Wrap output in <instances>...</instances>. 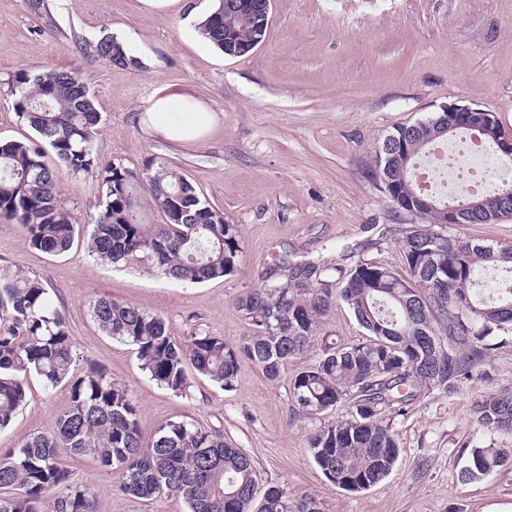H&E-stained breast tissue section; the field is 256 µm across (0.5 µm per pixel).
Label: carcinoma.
I'll list each match as a JSON object with an SVG mask.
<instances>
[{
    "label": "carcinoma",
    "mask_w": 512,
    "mask_h": 512,
    "mask_svg": "<svg viewBox=\"0 0 512 512\" xmlns=\"http://www.w3.org/2000/svg\"><path fill=\"white\" fill-rule=\"evenodd\" d=\"M256 24L243 19L224 39L221 0L199 26L209 42L228 55L234 47H257L265 39L267 0H250ZM99 61L139 65L116 38L92 46ZM7 95L34 136L0 142V220L21 225L32 246L63 254L73 245L76 224L63 205L62 172L47 164L52 151L65 172L91 176L102 199L88 250L112 265H139L147 273L184 284H200L234 271L238 229L201 198L176 170L150 162L136 172L100 164L94 151L101 115L87 85L74 73L21 68L9 76ZM426 121L399 126L379 147L375 173L382 174L393 204L411 212L422 195L416 187L420 154L441 140ZM478 134L491 145L504 138L496 115L482 119ZM148 205L163 220L143 224ZM446 204L415 212L424 224L401 242L408 277L360 261L345 269L322 263L294 268L283 284L258 288L239 300L251 334L237 344L222 336L196 334L179 343L165 321L127 302L99 297L91 315L112 339L134 347L140 369L179 396L190 394L187 368L230 391L242 360L280 377L288 359L308 351L334 298H339L367 332L350 346H324L322 353L290 381L299 410L317 418L348 404L345 418L319 426L309 451L329 483L342 490H366L381 482L402 448L386 413L403 414L425 390L453 393L472 380L488 352L512 333V245H483L445 234ZM512 217V203H492L466 212L467 222ZM493 270L498 287L485 288ZM315 283H310V279ZM79 356L69 325L49 301L37 274L0 267V429L10 425L27 398L35 374L49 387H70L68 404L51 428L27 437L0 456V512H95L94 493L72 481L62 453L89 455L117 474L120 490L138 499L160 493L181 497L189 512H320L316 499L295 500L281 487L258 491L253 463L224 435L188 421H171L143 443L140 406L124 383L91 362L76 371ZM476 422L512 433V394L476 402ZM512 462L509 448L474 447L461 480H479ZM348 476L356 482L342 485Z\"/></svg>",
    "instance_id": "1"
}]
</instances>
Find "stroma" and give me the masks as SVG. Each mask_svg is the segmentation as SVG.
<instances>
[{
    "instance_id": "obj_1",
    "label": "stroma",
    "mask_w": 512,
    "mask_h": 512,
    "mask_svg": "<svg viewBox=\"0 0 512 512\" xmlns=\"http://www.w3.org/2000/svg\"><path fill=\"white\" fill-rule=\"evenodd\" d=\"M178 12L147 13L140 0H50L54 27L25 0H0V141L31 130L18 119L5 80L16 70L78 74L103 121L102 161L141 170L156 161L180 172L236 225L234 272L183 285L97 262L87 235L99 192L87 177H63V201L79 229L71 250L33 248L25 230L0 221V265L40 275L65 316L81 360L105 367L140 405L144 438L171 420L223 433L250 455L259 487L315 497L321 512H487L512 505V465L462 483L475 446L512 448V435L478 425V398L512 393V342L491 350L473 381L455 394L427 393L390 420L403 451L391 473L359 492L330 485L308 450L318 420L300 415L290 380L324 343L347 345L365 331L336 303L309 351L289 359L277 381L245 360L233 390L193 376L189 396L161 388L140 369L131 346L107 336L90 313L100 296L161 316L184 342L196 332L238 342L250 327L239 300L286 282L289 265L362 260L406 275L401 241L420 219L399 210L375 179L376 149L394 128L449 105L493 111L512 138V0H271L266 38L252 54L230 57L206 40L196 19L214 0H181ZM124 38L140 66L106 65L90 46ZM201 102L216 118L203 139L171 142L148 129L155 93ZM70 397L67 385L28 381V401L0 430V454L50 428ZM73 481L90 486L96 512H187L169 494L144 500L122 493L116 474L89 456L62 457Z\"/></svg>"
}]
</instances>
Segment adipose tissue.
I'll return each mask as SVG.
<instances>
[{
	"mask_svg": "<svg viewBox=\"0 0 512 512\" xmlns=\"http://www.w3.org/2000/svg\"><path fill=\"white\" fill-rule=\"evenodd\" d=\"M146 116L153 129L176 141L203 138L214 123L212 114L206 112L202 103L160 94L151 98Z\"/></svg>",
	"mask_w": 512,
	"mask_h": 512,
	"instance_id": "ef3b65f1",
	"label": "adipose tissue"
}]
</instances>
